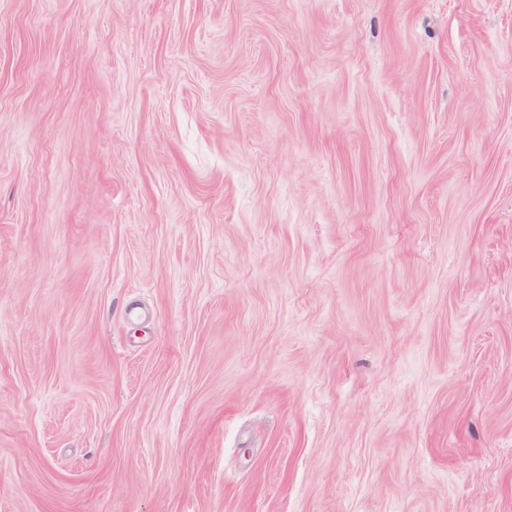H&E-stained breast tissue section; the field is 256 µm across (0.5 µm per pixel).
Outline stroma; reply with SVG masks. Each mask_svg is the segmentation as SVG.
I'll return each mask as SVG.
<instances>
[{
	"label": "stroma",
	"instance_id": "stroma-1",
	"mask_svg": "<svg viewBox=\"0 0 512 512\" xmlns=\"http://www.w3.org/2000/svg\"><path fill=\"white\" fill-rule=\"evenodd\" d=\"M0 512H512V0H0Z\"/></svg>",
	"mask_w": 512,
	"mask_h": 512
}]
</instances>
